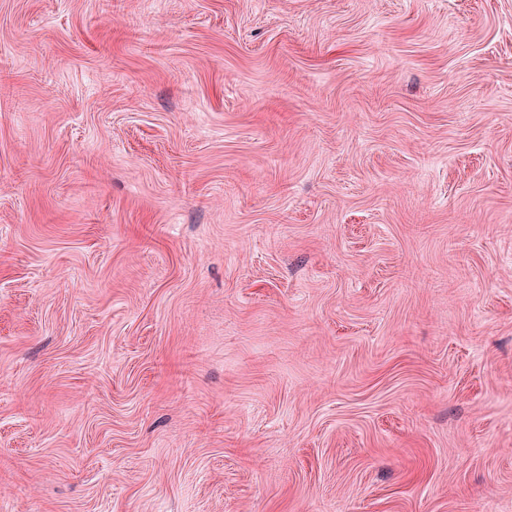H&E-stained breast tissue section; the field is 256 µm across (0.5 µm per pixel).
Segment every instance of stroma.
<instances>
[{"instance_id":"obj_1","label":"stroma","mask_w":512,"mask_h":512,"mask_svg":"<svg viewBox=\"0 0 512 512\" xmlns=\"http://www.w3.org/2000/svg\"><path fill=\"white\" fill-rule=\"evenodd\" d=\"M0 512H512V0H0Z\"/></svg>"}]
</instances>
